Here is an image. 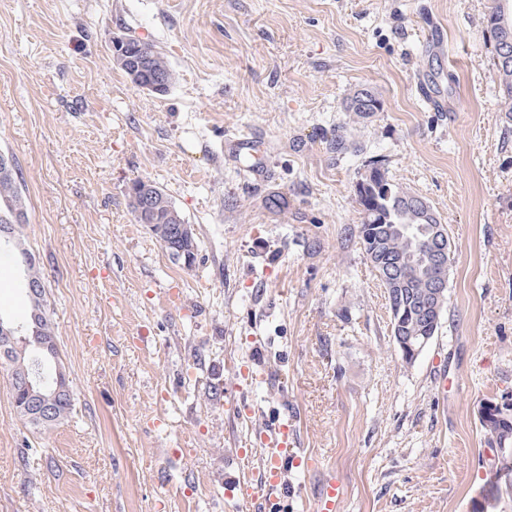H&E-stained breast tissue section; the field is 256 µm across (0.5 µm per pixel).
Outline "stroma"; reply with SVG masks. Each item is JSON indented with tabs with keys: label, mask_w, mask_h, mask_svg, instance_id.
Wrapping results in <instances>:
<instances>
[{
	"label": "stroma",
	"mask_w": 512,
	"mask_h": 512,
	"mask_svg": "<svg viewBox=\"0 0 512 512\" xmlns=\"http://www.w3.org/2000/svg\"><path fill=\"white\" fill-rule=\"evenodd\" d=\"M491 5L0 0V151L73 392L65 420L30 425L0 367V512H243L255 431L283 419L306 463L275 512H310L329 478L344 512H469L491 446L478 410L512 400V122ZM432 19L448 46L433 62ZM116 34L165 55L167 93L131 84ZM433 79L447 111L417 94ZM358 88L381 101L365 120L346 109ZM373 159L453 242L441 326L410 365L358 239ZM136 179L191 224L192 266L136 222ZM27 311L1 251L0 312Z\"/></svg>",
	"instance_id": "obj_1"
}]
</instances>
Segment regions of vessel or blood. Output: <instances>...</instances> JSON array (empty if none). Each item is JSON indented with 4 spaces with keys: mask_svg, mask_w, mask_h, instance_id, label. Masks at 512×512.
Wrapping results in <instances>:
<instances>
[{
    "mask_svg": "<svg viewBox=\"0 0 512 512\" xmlns=\"http://www.w3.org/2000/svg\"><path fill=\"white\" fill-rule=\"evenodd\" d=\"M256 436L265 448V468L262 472L259 492L253 499V512H270L272 506L284 494L286 482L283 472L287 462L301 464V456L295 455L288 446V427L284 424H265ZM342 495L335 482L322 483L316 497V512H341Z\"/></svg>",
    "mask_w": 512,
    "mask_h": 512,
    "instance_id": "obj_1",
    "label": "vessel or blood"
}]
</instances>
